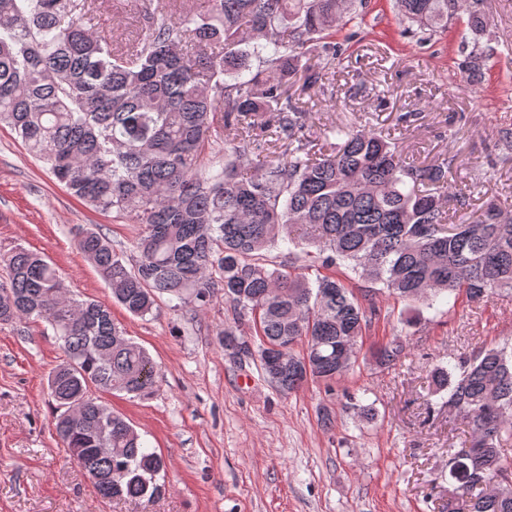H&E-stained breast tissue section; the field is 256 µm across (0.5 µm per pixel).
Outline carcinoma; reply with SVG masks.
<instances>
[{
    "label": "carcinoma",
    "mask_w": 512,
    "mask_h": 512,
    "mask_svg": "<svg viewBox=\"0 0 512 512\" xmlns=\"http://www.w3.org/2000/svg\"><path fill=\"white\" fill-rule=\"evenodd\" d=\"M169 2L158 0L143 37L123 45L92 32L75 0H0V125L86 206L144 226L131 263L95 225L79 230V250L115 303L144 318L164 296L202 307L224 289L235 320H251L259 337L263 374L290 393L346 371L376 316L334 277L312 283L269 263L266 252L295 227L323 264L409 304L512 290L511 210L489 200L461 214L471 206L463 189L432 190L448 171L406 162L381 134L332 128L340 142L326 135L318 148L305 138L309 111L288 82L307 89L322 79L325 67L301 59L355 0H209L178 13ZM396 4L422 42L463 22L472 44L464 75L484 74L494 53L485 0ZM259 132L275 150L248 168ZM0 263V321L47 320L67 357L48 376L63 447L104 477L103 497L161 496L164 458L93 394L152 395L156 362L108 306L67 297L43 256L17 248ZM402 348L381 344L376 359L390 364ZM432 379L472 433L469 449H448L465 512H512L502 445L512 437V351L480 350L436 367Z\"/></svg>",
    "instance_id": "obj_1"
}]
</instances>
